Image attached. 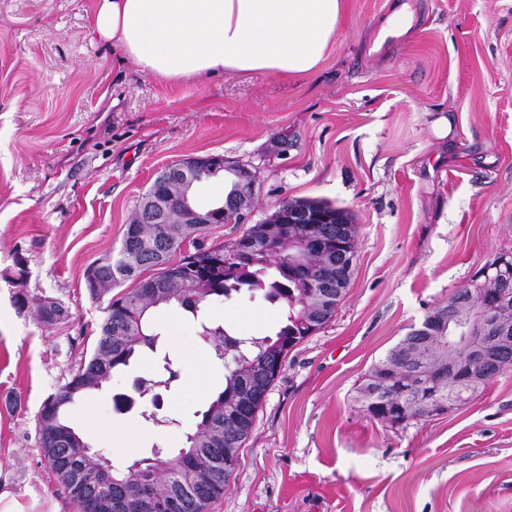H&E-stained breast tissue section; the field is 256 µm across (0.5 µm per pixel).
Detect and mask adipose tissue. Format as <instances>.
Wrapping results in <instances>:
<instances>
[{
    "mask_svg": "<svg viewBox=\"0 0 512 512\" xmlns=\"http://www.w3.org/2000/svg\"><path fill=\"white\" fill-rule=\"evenodd\" d=\"M346 0H102L91 24L140 71L178 84L302 79L327 61Z\"/></svg>",
    "mask_w": 512,
    "mask_h": 512,
    "instance_id": "ef3b65f1",
    "label": "adipose tissue"
}]
</instances>
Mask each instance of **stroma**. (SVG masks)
I'll return each mask as SVG.
<instances>
[{
  "instance_id": "1",
  "label": "stroma",
  "mask_w": 512,
  "mask_h": 512,
  "mask_svg": "<svg viewBox=\"0 0 512 512\" xmlns=\"http://www.w3.org/2000/svg\"><path fill=\"white\" fill-rule=\"evenodd\" d=\"M410 27L381 35L397 2ZM99 0H0V512H78L39 444L36 415L96 346L110 296L87 269L116 254L167 166L208 155L256 174L249 222L319 199L357 228L335 315L291 349L224 495L209 512H512V370L469 403L388 426L367 416L365 375L424 316L512 253V0H346L328 60L300 80L228 74L172 84L122 63L89 27ZM27 281L14 282L17 260ZM25 292L18 308L14 296ZM68 312L46 324L40 297ZM283 304L241 292L200 319H157L137 353L67 410L87 442L126 466L172 464L224 388L201 322L272 336ZM205 366L162 392L164 426L118 410L163 358ZM122 428V447L112 445Z\"/></svg>"
}]
</instances>
